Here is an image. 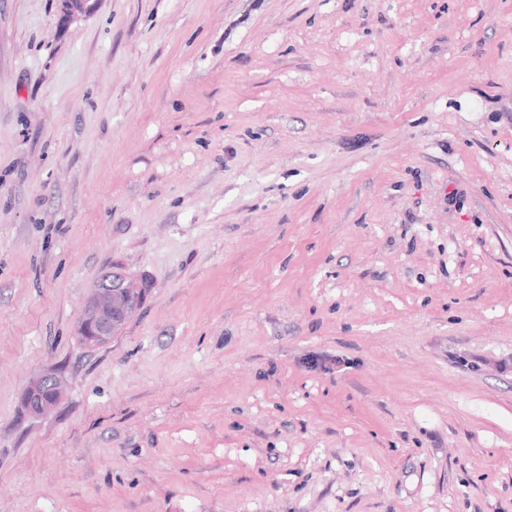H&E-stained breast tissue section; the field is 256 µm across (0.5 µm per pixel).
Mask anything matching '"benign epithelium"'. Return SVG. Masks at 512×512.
Here are the masks:
<instances>
[{"label": "benign epithelium", "mask_w": 512, "mask_h": 512, "mask_svg": "<svg viewBox=\"0 0 512 512\" xmlns=\"http://www.w3.org/2000/svg\"><path fill=\"white\" fill-rule=\"evenodd\" d=\"M89 0H62L61 22L68 23L88 9ZM144 299L141 283L118 272L104 276L90 291L78 323L76 336L89 348H98L119 335L131 314ZM64 392V379L45 372L32 379L23 393V403L34 416L52 412Z\"/></svg>", "instance_id": "1"}]
</instances>
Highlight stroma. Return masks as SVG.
<instances>
[{
  "label": "stroma",
  "mask_w": 512,
  "mask_h": 512,
  "mask_svg": "<svg viewBox=\"0 0 512 512\" xmlns=\"http://www.w3.org/2000/svg\"><path fill=\"white\" fill-rule=\"evenodd\" d=\"M58 10L0 0V512H512V0ZM142 283L112 271L90 291L78 323L76 336L95 349L110 342L123 330L131 314L144 299ZM64 392V379L58 372H45L32 379L23 393V403L34 416L51 413Z\"/></svg>",
  "instance_id": "stroma-1"
}]
</instances>
